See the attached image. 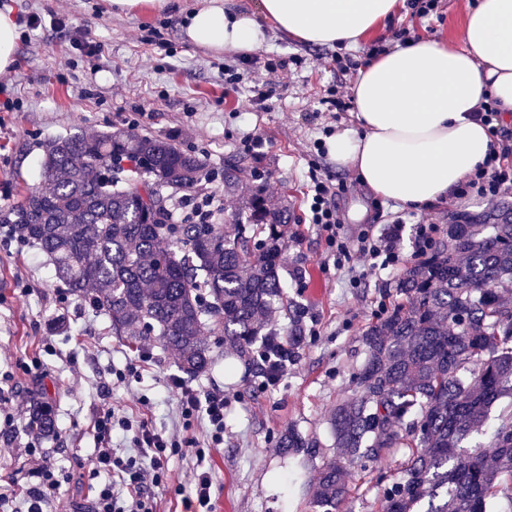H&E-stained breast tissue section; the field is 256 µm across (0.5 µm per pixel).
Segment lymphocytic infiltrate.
<instances>
[{"label":"lymphocytic infiltrate","instance_id":"lymphocytic-infiltrate-1","mask_svg":"<svg viewBox=\"0 0 512 512\" xmlns=\"http://www.w3.org/2000/svg\"><path fill=\"white\" fill-rule=\"evenodd\" d=\"M308 223L325 232L330 246L340 259L350 258L347 243L337 232L336 190L323 179L317 167L308 169ZM224 212V198L216 192H195L185 195L174 221L178 224L214 223ZM167 385L180 396L181 417L185 425L205 422L210 443L224 442V410L228 400L221 390L198 392L180 377H170ZM92 430L99 448L93 460L94 473L105 474L106 480L93 491L87 512H155L151 488L162 485L171 456L194 449L198 466L193 475V492L184 499L186 512H213L211 503L212 476L204 468L205 452L187 436L157 428L147 417L130 418L107 409L96 413ZM131 436L135 452L121 454L114 444L115 434ZM31 474L36 479L33 488L17 493L0 494V512H45V506L57 498L61 482L51 454L41 448L29 449Z\"/></svg>","mask_w":512,"mask_h":512}]
</instances>
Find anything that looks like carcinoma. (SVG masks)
Here are the masks:
<instances>
[{"instance_id": "1", "label": "carcinoma", "mask_w": 512, "mask_h": 512, "mask_svg": "<svg viewBox=\"0 0 512 512\" xmlns=\"http://www.w3.org/2000/svg\"><path fill=\"white\" fill-rule=\"evenodd\" d=\"M201 160L153 136L119 130L70 135L44 146L43 187L0 209V223L53 261L69 291L103 312L115 336L155 339L180 368L212 366L207 337L220 334L239 357L263 338L274 363L305 340L299 322L283 349L266 331L282 294L280 239L288 208L261 193L221 224H171L165 191L189 189ZM240 162L224 166V191L239 188ZM397 288L408 306L385 309L365 331L367 357L355 374L361 394L339 404L330 425L338 458L313 478L315 512H339L345 466L402 457L381 512H492L512 508V411L489 444L468 446L492 408L512 398V209L493 206L408 267ZM29 427L55 431L50 408L33 398ZM283 454L309 450L290 431Z\"/></svg>"}]
</instances>
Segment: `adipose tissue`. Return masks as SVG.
<instances>
[{
  "label": "adipose tissue",
  "instance_id": "ef3b65f1",
  "mask_svg": "<svg viewBox=\"0 0 512 512\" xmlns=\"http://www.w3.org/2000/svg\"><path fill=\"white\" fill-rule=\"evenodd\" d=\"M114 12L176 13L192 44L246 53L279 31L311 46L358 47L399 12V0H108ZM354 127L326 140L337 168H352L375 196L424 211L458 193L485 164L493 138L477 108L496 102L512 120V0H474L458 41L398 43L351 87Z\"/></svg>",
  "mask_w": 512,
  "mask_h": 512
}]
</instances>
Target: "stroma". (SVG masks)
<instances>
[{"label":"stroma","mask_w":512,"mask_h":512,"mask_svg":"<svg viewBox=\"0 0 512 512\" xmlns=\"http://www.w3.org/2000/svg\"><path fill=\"white\" fill-rule=\"evenodd\" d=\"M467 4L441 0L438 15L423 19L402 14L371 42L393 46V31L402 26L418 36L455 39ZM5 5L19 21L40 18L39 26L19 39L15 66L6 75L12 98L20 102L19 109L0 112V191H9L8 206L40 185L47 141L125 130L133 120L137 133L171 140L198 156L213 191L223 193L225 162L242 161L248 175L241 195H225V214L238 211L242 196L258 190L272 204L288 203L291 222L279 269L284 299L276 303L271 325L284 337L297 321L307 337L279 385L266 389L244 360L234 359L235 371L226 375L222 360L228 346L223 337H209L216 363L191 383L221 389L228 398L224 445L209 447L205 424H195L191 432L206 449L201 464L212 475L215 512H312L309 481L336 453L329 418L336 404L357 392L353 377L366 359V328L385 308L404 300L394 285L402 267L422 258L417 226L433 225L432 239H442L452 217L483 212L496 202L512 203V188L494 198L473 193L463 202L453 196L419 213L378 198L353 171L336 168L314 146L324 130L354 125L349 112H331L321 103L338 79L350 84L356 79L337 72L336 47L303 45L277 33L260 47L261 62L248 66L239 54L187 42L177 17L167 14H118L106 0H0V7ZM60 12L69 17L63 28L54 21ZM155 31L166 48L144 44V36ZM88 38L99 45L98 54L83 50ZM294 56L302 58V65L291 64ZM228 67L240 76L234 91L224 87ZM270 87L276 90L274 109H243V100L255 90ZM255 134L263 139L259 152H244L242 141ZM312 161L340 187L336 211L350 250H357L363 236L383 239L399 229L398 269L367 275L359 257L337 265L319 227L305 221L306 173ZM254 170L267 176L266 186L252 181ZM62 289L38 247L20 240L0 242V475L31 486L24 473L26 449H50L65 478L55 512H77L96 484L91 422L99 410L148 416L171 432L181 430L183 420L177 393L166 387L167 377L179 371L174 358L153 340L129 345L85 301L73 295L60 300ZM144 350L153 358L138 380L118 382L117 373L137 364ZM34 359L44 370L37 382L24 369ZM104 384L110 387L106 397L100 394ZM33 395L52 407L56 431L51 436L28 428ZM8 413L16 416L10 426L4 422ZM291 427L313 442L310 454L283 458L280 441ZM197 464L191 454L170 459L165 486L155 493L157 512H183ZM400 471L396 456L348 468L349 495L342 512H378L384 488Z\"/></svg>","instance_id":"1"}]
</instances>
